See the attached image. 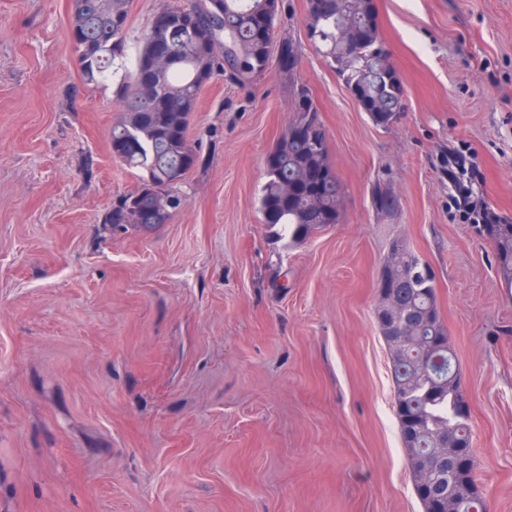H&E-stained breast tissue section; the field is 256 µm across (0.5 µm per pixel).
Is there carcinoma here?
<instances>
[{"label":"carcinoma","mask_w":512,"mask_h":512,"mask_svg":"<svg viewBox=\"0 0 512 512\" xmlns=\"http://www.w3.org/2000/svg\"><path fill=\"white\" fill-rule=\"evenodd\" d=\"M126 0H74L70 37L84 83L92 90L112 84L120 116L112 125L113 157L139 172L137 188L105 212L103 223L152 231L185 203L186 175L200 164L188 135L203 81L216 76L246 84L271 67L279 0H200L185 9L167 5L138 40L132 71L113 80L112 67L128 58ZM306 30L324 61L363 106L372 124L388 129L404 112L405 87L390 61L374 0H306ZM258 197L261 223L275 239L293 244L340 221L336 200L342 186L332 165L328 136L309 87L293 85L288 130L265 158ZM496 273L512 288V220L485 224ZM382 272L393 285L398 307L380 304L376 321L391 359L393 400L413 420L414 438H400L416 485L450 491L462 512H486L479 491V465L448 475L444 459L471 443L467 422L455 414L460 377L448 370L454 353L436 348L448 335L436 298L432 266L403 241L392 245Z\"/></svg>","instance_id":"1"}]
</instances>
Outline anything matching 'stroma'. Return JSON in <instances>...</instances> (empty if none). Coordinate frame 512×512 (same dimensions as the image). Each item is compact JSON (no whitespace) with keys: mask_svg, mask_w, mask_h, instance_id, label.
I'll return each mask as SVG.
<instances>
[{"mask_svg":"<svg viewBox=\"0 0 512 512\" xmlns=\"http://www.w3.org/2000/svg\"><path fill=\"white\" fill-rule=\"evenodd\" d=\"M374 3L397 123H371L309 40L306 0H282L293 68L208 83L186 204L116 235L102 217L139 178L112 155L111 87L81 88L72 0H0V512H423L375 318L398 240L436 273L480 487L512 512V288L448 211L464 143L512 218V0ZM298 81L343 204L291 245L258 196Z\"/></svg>","mask_w":512,"mask_h":512,"instance_id":"stroma-1","label":"stroma"}]
</instances>
